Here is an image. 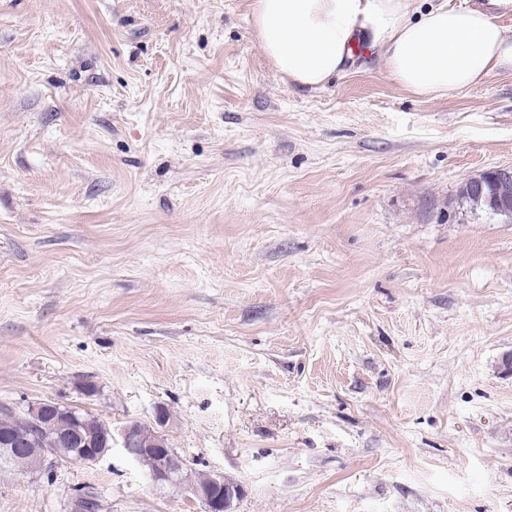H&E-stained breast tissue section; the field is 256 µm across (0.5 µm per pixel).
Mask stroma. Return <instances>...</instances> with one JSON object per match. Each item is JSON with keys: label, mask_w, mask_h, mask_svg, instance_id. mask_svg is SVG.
I'll return each instance as SVG.
<instances>
[{"label": "stroma", "mask_w": 512, "mask_h": 512, "mask_svg": "<svg viewBox=\"0 0 512 512\" xmlns=\"http://www.w3.org/2000/svg\"><path fill=\"white\" fill-rule=\"evenodd\" d=\"M253 0H0V403L153 425L231 512H512V73L318 91ZM205 512L120 447L0 468V512ZM462 205L484 206L507 222H512V166L497 167L468 177L459 189Z\"/></svg>", "instance_id": "1"}]
</instances>
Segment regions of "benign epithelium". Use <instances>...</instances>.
Segmentation results:
<instances>
[{
    "label": "benign epithelium",
    "mask_w": 512,
    "mask_h": 512,
    "mask_svg": "<svg viewBox=\"0 0 512 512\" xmlns=\"http://www.w3.org/2000/svg\"><path fill=\"white\" fill-rule=\"evenodd\" d=\"M461 203L471 207L483 206L507 222H512V166L497 167L467 178L459 189ZM27 412L39 420L50 414L65 415L75 419L76 412L70 407L60 408L53 402L42 401L28 405ZM82 443L84 453L74 459L66 458V463L92 464L101 458L106 449L118 443L134 460L144 458L152 460L146 475L153 486L165 488L171 485L184 486L203 502L205 512H229L233 500L240 495L238 484L224 478L221 473L208 475V484L204 487L196 482L185 460L166 444L164 436L154 431L147 436L140 425L132 422L119 428L109 439L100 444L92 437H84L76 429L59 436L57 443L69 448L75 441ZM28 438L5 433L0 436V454L10 456L21 452Z\"/></svg>",
    "instance_id": "benign-epithelium-1"
}]
</instances>
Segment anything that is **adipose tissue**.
Instances as JSON below:
<instances>
[{
    "mask_svg": "<svg viewBox=\"0 0 512 512\" xmlns=\"http://www.w3.org/2000/svg\"><path fill=\"white\" fill-rule=\"evenodd\" d=\"M510 9L512 0H254L252 24L277 75L298 89L324 88L361 44L381 51L404 88L441 97L512 73V37L498 22Z\"/></svg>",
    "mask_w": 512,
    "mask_h": 512,
    "instance_id": "ef3b65f1",
    "label": "adipose tissue"
}]
</instances>
